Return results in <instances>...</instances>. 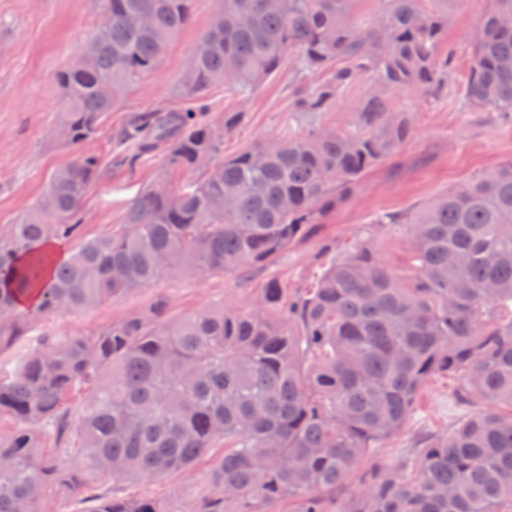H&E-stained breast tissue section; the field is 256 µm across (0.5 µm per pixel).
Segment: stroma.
Here are the masks:
<instances>
[{"mask_svg":"<svg viewBox=\"0 0 512 512\" xmlns=\"http://www.w3.org/2000/svg\"><path fill=\"white\" fill-rule=\"evenodd\" d=\"M217 0H195L192 19L169 45L158 67L146 75L110 114L98 136L75 150L49 140L47 130L59 108L55 72L72 62L94 33L99 19L96 0H0V224H10L43 192L50 174L77 151L103 156L97 184L83 204V234H99L120 223L130 200L160 180L187 184L193 177L169 171L163 154L129 168L109 162L110 139L137 111L175 109L184 65L199 36L209 27ZM490 7V0H462L448 18V45L456 57L448 91L439 98L417 89L392 93L396 111L413 115L408 139L390 157L369 170L357 193L331 211L318 231L280 256L275 265L248 275L180 274L139 289L101 307L62 312L42 319L40 328L54 336L88 335L148 309L165 299L172 316L194 312L215 302L247 307L260 288L277 281L289 291L307 287L320 267L318 255L329 247L340 258L368 237H375L377 257L397 272L413 269L409 240L379 226L386 214L408 213L449 188L468 182L497 164L512 159V122L499 113L465 106L462 89L467 74L471 35ZM299 76L293 63L267 81L248 101L217 86L206 101L211 118L244 110L238 130L224 140L225 155L253 142L287 132L307 134L316 127L347 129L369 78L359 79L330 110L315 117L293 112L292 95ZM457 380L437 376L421 389L414 417L378 449L375 459L385 466L414 456L428 437L447 434L470 415L473 405L455 398ZM206 465L152 485H129L130 494L176 501L208 494Z\"/></svg>","mask_w":512,"mask_h":512,"instance_id":"obj_1","label":"stroma"}]
</instances>
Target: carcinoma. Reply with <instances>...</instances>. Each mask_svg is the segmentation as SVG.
Segmentation results:
<instances>
[{
    "label": "carcinoma",
    "instance_id": "cac0c4a2",
    "mask_svg": "<svg viewBox=\"0 0 512 512\" xmlns=\"http://www.w3.org/2000/svg\"><path fill=\"white\" fill-rule=\"evenodd\" d=\"M102 20L83 61L55 75L50 139L76 148L154 71L190 23L194 0H97ZM219 0L223 22L192 51L183 109L134 112L113 136L118 162L163 151L185 187L143 189L122 222L81 235L102 157L78 153L43 195L0 225V512H40L56 487L69 512H512V159L380 224L411 241L414 273L367 240L288 295L276 281L246 310L222 303L171 318L157 301L90 335L47 336L44 317L106 304L171 275L244 273L314 234L359 179L409 137L388 93L448 92V13L461 0ZM148 24L136 23L138 16ZM463 89L478 110L512 113V0H491L471 38ZM306 77L293 111L317 116L363 75L372 86L348 131L315 128L224 155L244 112L210 120L223 85L250 99L287 61ZM49 242L66 260L42 275ZM34 292L37 303L24 306ZM460 380L479 408L424 441L413 472L362 462L415 411L435 375ZM75 393L82 407H70ZM51 443L56 451L44 452ZM80 452L112 487L91 490ZM208 465L212 491L173 505L125 494Z\"/></svg>",
    "mask_w": 512,
    "mask_h": 512
}]
</instances>
